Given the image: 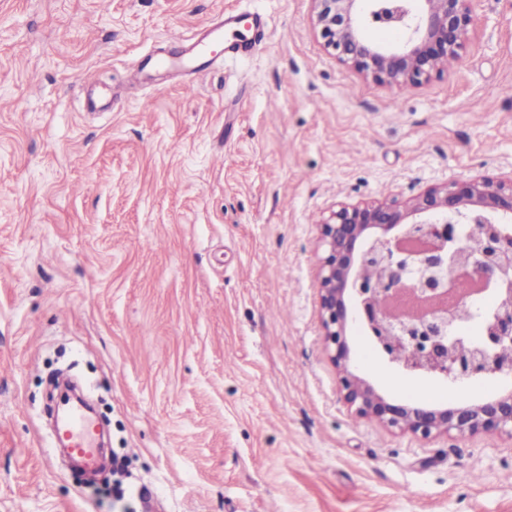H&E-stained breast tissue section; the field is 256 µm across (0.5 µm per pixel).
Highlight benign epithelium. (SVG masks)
<instances>
[{"instance_id":"7a95c632","label":"benign epithelium","mask_w":512,"mask_h":512,"mask_svg":"<svg viewBox=\"0 0 512 512\" xmlns=\"http://www.w3.org/2000/svg\"><path fill=\"white\" fill-rule=\"evenodd\" d=\"M312 2L325 48L388 87L421 85L460 60L474 24V0ZM371 26L399 38L369 41ZM319 241L322 342L353 413L424 442L512 439V390L442 406L394 402L359 373L350 345L356 322L383 365L450 390L512 377V179H450L405 201L341 204L319 224ZM482 292L491 306L475 304ZM462 322L468 332H454Z\"/></svg>"}]
</instances>
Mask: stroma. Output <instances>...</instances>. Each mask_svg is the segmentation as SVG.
Here are the masks:
<instances>
[{"label":"stroma","mask_w":512,"mask_h":512,"mask_svg":"<svg viewBox=\"0 0 512 512\" xmlns=\"http://www.w3.org/2000/svg\"><path fill=\"white\" fill-rule=\"evenodd\" d=\"M255 13L249 57L155 68L170 31ZM0 100V512H512L511 440L350 414L316 276L337 203L512 177V0L400 89L339 63L310 0H0ZM351 345L389 399L478 396ZM59 350L103 395L123 500L52 445Z\"/></svg>","instance_id":"stroma-1"}]
</instances>
